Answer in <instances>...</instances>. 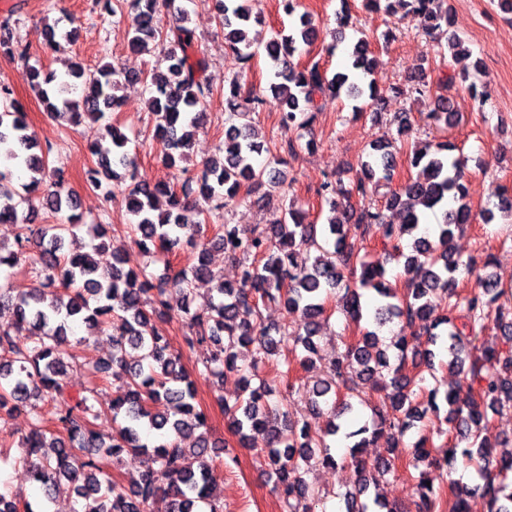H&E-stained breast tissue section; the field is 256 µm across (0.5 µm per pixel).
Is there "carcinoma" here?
Returning a JSON list of instances; mask_svg holds the SVG:
<instances>
[{"label":"carcinoma","mask_w":512,"mask_h":512,"mask_svg":"<svg viewBox=\"0 0 512 512\" xmlns=\"http://www.w3.org/2000/svg\"><path fill=\"white\" fill-rule=\"evenodd\" d=\"M105 0L104 8L130 19V44L138 51L152 43H168L165 67L149 72L143 82L150 93L148 110L153 116V138L162 145L161 161L175 167L189 156L192 140L207 116L213 89L205 76L206 63L191 31L184 26L187 12L176 24L162 27V9L171 0ZM444 0H366V6L387 13L402 10V18L425 35L448 26ZM214 10L224 29L225 48L242 68L255 57L252 24H261L255 0H214ZM51 44L71 41L72 31L55 20L46 27ZM317 28L303 13L298 22L265 46L270 89L279 100L280 123L291 129H306L318 110L317 98L330 92L358 101H380L382 92L372 81L358 83L351 77L371 74L377 60L368 43L357 40L349 51L346 72L328 75L319 63L299 66L292 62L297 43H312ZM0 55L30 62L28 48L15 36L10 20H0ZM32 89L55 121L79 125L85 120L102 123V133L87 145L95 166L88 171L86 188L110 198L125 186L128 211L135 217L129 225L139 254L132 264L120 254L103 269L89 253L66 250V240L77 237L84 224L77 213V195L61 170L49 167L51 147H42L30 132L27 113L0 85V158L11 167L31 173L24 193L0 195V222L20 224L13 247L0 242V314L9 312L11 322L0 324V417L24 410L32 420L30 431L18 442L20 456L14 462L43 488L41 500L24 503V512H51V489L57 482L73 484L76 494L72 512H151L157 497L168 501V512H224L216 492L212 462L223 452L212 440L208 410L197 399L191 373L183 363L184 349L207 345V356L198 372L222 378L235 372L243 381L235 399L214 395L217 407L228 418L229 430L247 446L248 432L261 431L268 440L266 475L281 504L282 512H327V496L306 480L315 464L335 468L351 466L357 480L354 490L336 493L346 512H399L375 495L371 503L360 501L378 478L395 471L400 456L373 462L361 455L370 445L367 435L386 432L391 451L402 444L415 423L434 418L449 425L453 437L439 455L418 440L406 454L404 472L414 481L417 512H441L442 484L448 483V512H467L469 493L450 476L463 462L476 469L486 512H512V488L504 483L512 474V453L498 454L482 431L489 415L512 407V285L504 287L486 272L477 275L476 287L462 296L457 291L460 267L473 268L456 254V233L472 223L473 215L464 183L467 159L449 141L414 150L409 159L420 174L398 188L392 187L396 154L389 142L375 141L360 161L359 173L344 185L328 181L320 196L332 216L326 224L303 223L301 212L290 203L281 208L276 223L244 228L238 224H212L223 210L243 203L252 191L268 186L284 189V176L275 160L263 166L255 156L265 150L251 112L238 111L245 100L257 109L264 99L234 76L224 87L227 117L224 146L219 155L203 161L188 173L181 189L150 184L142 179L131 139L109 121L108 113L119 107L117 95L127 80L114 66L89 71L73 64L60 76L46 71L39 62L31 65ZM414 98H435L430 116L450 123L455 115L449 98L433 91L422 80L409 87ZM384 188V208L355 209L354 196L367 197ZM400 210L404 223L390 224L384 210ZM442 211V223L433 236L420 233L427 213ZM43 210L58 215L70 212L64 224L19 223L24 211ZM203 219L190 221L186 212ZM512 219V195L502 194L497 204L483 214L485 223L495 214ZM378 235L384 253L359 256L349 246L354 236ZM192 249L183 264L172 258L184 247ZM224 250L237 266V280L226 282L210 265L209 251ZM404 259L406 288L403 295L386 281V265ZM164 272L150 271L156 260ZM39 285L14 293L12 269L20 262ZM213 284L204 307L193 310L195 286ZM448 294V311L435 313L429 296ZM182 298L180 317L186 332L176 347L163 336L156 321L170 312L168 296ZM345 319L343 351L330 362L329 379L314 381L310 390L309 415L298 418L281 400H273L271 386L260 375L261 365L288 349L284 375L291 365L309 371L316 353V337L327 314V301ZM280 305L288 314L283 324H266L261 309ZM397 320L400 331L417 327L427 336L429 348L409 351L407 337L386 345L378 330ZM107 330L112 351L106 359L87 357L74 361L69 353L71 325ZM501 332L504 346L479 343L488 323ZM27 331L21 343L11 328ZM447 360L448 373L470 380V392L462 396L453 387L435 384L415 392V378L435 369L437 353ZM79 366L99 379L121 382L108 410H102L98 388L73 396L67 392L68 371ZM381 383L380 400L371 405L370 420L345 434L358 438L349 458L338 460L326 438L336 435L343 417L355 412L353 398L360 384ZM54 408V422L44 420L42 405ZM117 424L111 442L96 431L105 413ZM327 416V426L316 428L314 420ZM195 435L186 447L180 438ZM134 451L146 456L147 467L140 482L125 488L107 473L122 454Z\"/></svg>","instance_id":"carcinoma-1"}]
</instances>
